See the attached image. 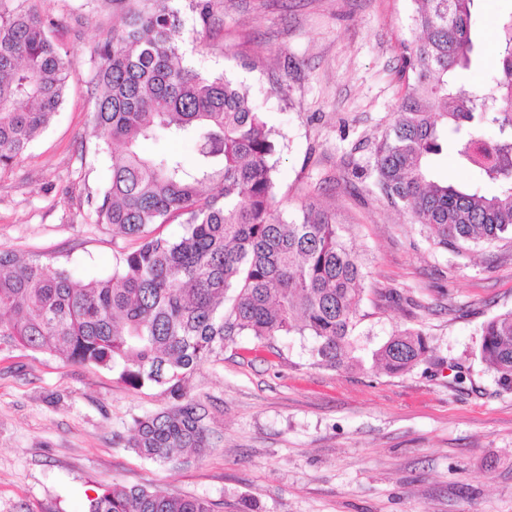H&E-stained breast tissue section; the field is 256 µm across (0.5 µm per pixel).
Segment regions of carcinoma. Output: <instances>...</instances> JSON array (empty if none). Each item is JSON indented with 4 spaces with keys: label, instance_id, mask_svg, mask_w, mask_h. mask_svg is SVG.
<instances>
[{
    "label": "carcinoma",
    "instance_id": "carcinoma-1",
    "mask_svg": "<svg viewBox=\"0 0 512 512\" xmlns=\"http://www.w3.org/2000/svg\"><path fill=\"white\" fill-rule=\"evenodd\" d=\"M149 2L113 26L92 89L97 135L122 146L96 202V223L138 245L112 275L89 282L0 252V346L48 351L117 371L134 387L166 385L173 393L242 334L308 336L313 364L361 365L357 255L323 215H275L280 133L243 85L188 64L172 0ZM413 2L411 35L400 43L405 91L376 148L374 187L441 248L460 253L512 240V18L503 24L497 76L476 91L460 72L478 62L477 0ZM218 3L195 0L203 26ZM50 26L30 9L0 11V170L47 127L74 80ZM159 137L191 143L193 157L143 154L142 143ZM450 139L474 181L496 186L494 193L435 179L432 157ZM176 220L183 226L177 238L151 230ZM429 350L422 331L396 330L371 359L398 375ZM479 354L512 385V310L483 326ZM207 418L202 405L177 403L135 420L128 447L161 464L179 462L210 447ZM88 512L214 510L204 498L114 483Z\"/></svg>",
    "mask_w": 512,
    "mask_h": 512
}]
</instances>
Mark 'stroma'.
I'll return each mask as SVG.
<instances>
[{
  "label": "stroma",
  "mask_w": 512,
  "mask_h": 512,
  "mask_svg": "<svg viewBox=\"0 0 512 512\" xmlns=\"http://www.w3.org/2000/svg\"><path fill=\"white\" fill-rule=\"evenodd\" d=\"M54 20L75 79L45 131L0 171V251L80 278L111 275L135 242L96 223L112 160L92 126L90 80L115 0H0ZM191 66L248 88L283 137L277 205L339 224L367 277L361 345L398 329L431 339L389 375L315 366L309 337L225 341L184 386L209 412L211 446L175 464L139 456L135 419L176 404L166 387L20 346L0 347V512H85L120 482L203 497L215 512H512V388L478 354L485 322L512 310V242L459 255L374 188L375 149L404 93L411 0H222L203 27L174 0ZM476 87L496 74L512 0H478ZM461 381H454V374Z\"/></svg>",
  "instance_id": "obj_1"
}]
</instances>
